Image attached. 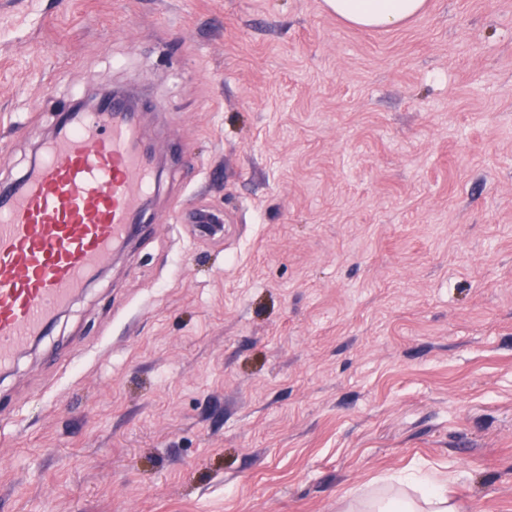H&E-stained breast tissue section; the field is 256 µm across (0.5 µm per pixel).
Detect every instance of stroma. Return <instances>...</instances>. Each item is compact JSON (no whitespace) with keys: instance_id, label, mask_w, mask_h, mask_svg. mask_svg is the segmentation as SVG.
<instances>
[{"instance_id":"1","label":"stroma","mask_w":512,"mask_h":512,"mask_svg":"<svg viewBox=\"0 0 512 512\" xmlns=\"http://www.w3.org/2000/svg\"><path fill=\"white\" fill-rule=\"evenodd\" d=\"M105 87L164 168L0 373V512H512V0H0V183ZM325 4L352 26L390 29L422 13L426 0H325ZM417 490L420 492V503L406 498L391 497L375 501L368 510L370 512H456L457 506L449 499L448 490L433 478L419 479Z\"/></svg>"}]
</instances>
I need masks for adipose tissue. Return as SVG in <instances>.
Segmentation results:
<instances>
[{
	"label": "adipose tissue",
	"instance_id": "adipose-tissue-1",
	"mask_svg": "<svg viewBox=\"0 0 512 512\" xmlns=\"http://www.w3.org/2000/svg\"><path fill=\"white\" fill-rule=\"evenodd\" d=\"M327 9L352 26L390 29L422 13L426 0H325ZM419 501L391 497L373 502L371 512H457L444 485L433 478L420 480Z\"/></svg>",
	"mask_w": 512,
	"mask_h": 512
}]
</instances>
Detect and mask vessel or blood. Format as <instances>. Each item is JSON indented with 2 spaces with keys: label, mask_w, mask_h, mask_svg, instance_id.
<instances>
[{
  "label": "vessel or blood",
  "mask_w": 512,
  "mask_h": 512,
  "mask_svg": "<svg viewBox=\"0 0 512 512\" xmlns=\"http://www.w3.org/2000/svg\"><path fill=\"white\" fill-rule=\"evenodd\" d=\"M143 137L108 100L76 114L22 182L0 191V371L125 239L154 185Z\"/></svg>",
  "instance_id": "1"
}]
</instances>
